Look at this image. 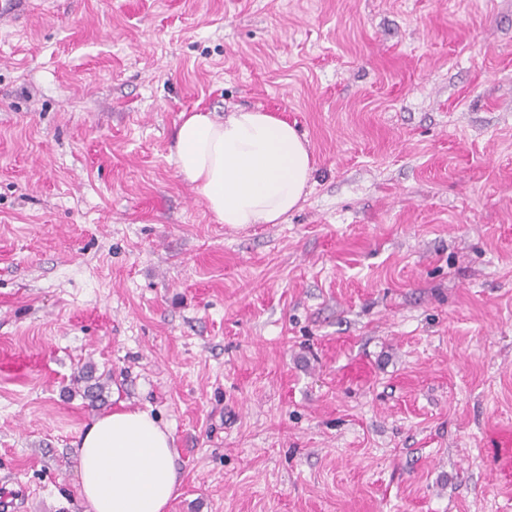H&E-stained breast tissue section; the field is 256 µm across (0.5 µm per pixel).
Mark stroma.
I'll return each mask as SVG.
<instances>
[{
  "instance_id": "1",
  "label": "stroma",
  "mask_w": 512,
  "mask_h": 512,
  "mask_svg": "<svg viewBox=\"0 0 512 512\" xmlns=\"http://www.w3.org/2000/svg\"><path fill=\"white\" fill-rule=\"evenodd\" d=\"M307 145L217 222L184 112ZM107 378L89 407L74 377ZM166 425L169 512H512V0H27L0 23V498L85 512L71 448Z\"/></svg>"
}]
</instances>
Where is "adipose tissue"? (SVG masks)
I'll return each instance as SVG.
<instances>
[{
	"label": "adipose tissue",
	"instance_id": "adipose-tissue-1",
	"mask_svg": "<svg viewBox=\"0 0 512 512\" xmlns=\"http://www.w3.org/2000/svg\"><path fill=\"white\" fill-rule=\"evenodd\" d=\"M174 145L179 174L233 229L285 221L313 171L295 127L254 109L222 120L182 113ZM73 452L86 512H168L180 494L174 439L148 411L121 407L94 419Z\"/></svg>",
	"mask_w": 512,
	"mask_h": 512
}]
</instances>
